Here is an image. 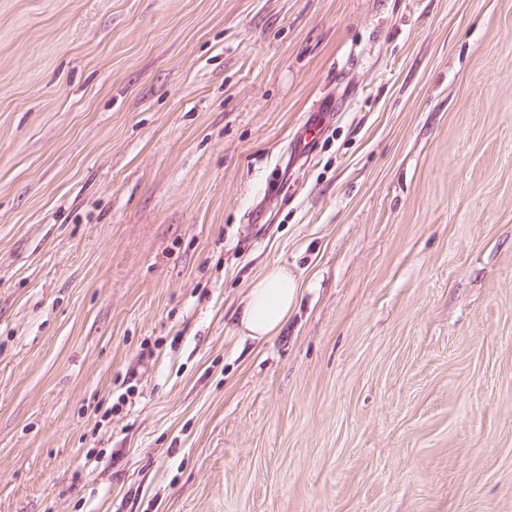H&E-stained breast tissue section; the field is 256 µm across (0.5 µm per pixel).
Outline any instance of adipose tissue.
I'll return each instance as SVG.
<instances>
[{
  "mask_svg": "<svg viewBox=\"0 0 512 512\" xmlns=\"http://www.w3.org/2000/svg\"><path fill=\"white\" fill-rule=\"evenodd\" d=\"M297 282L285 267L272 266L249 291L239 318L245 337L263 341L278 333L298 300Z\"/></svg>",
  "mask_w": 512,
  "mask_h": 512,
  "instance_id": "obj_1",
  "label": "adipose tissue"
}]
</instances>
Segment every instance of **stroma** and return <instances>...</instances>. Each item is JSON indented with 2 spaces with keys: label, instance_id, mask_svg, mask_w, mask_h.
I'll return each mask as SVG.
<instances>
[{
  "label": "stroma",
  "instance_id": "35a3bbf8",
  "mask_svg": "<svg viewBox=\"0 0 512 512\" xmlns=\"http://www.w3.org/2000/svg\"><path fill=\"white\" fill-rule=\"evenodd\" d=\"M0 512H512V0H0ZM342 102L338 98L322 102L318 108L311 112L298 134L294 137L288 151V163L299 161L308 156L311 147L320 139L325 131L330 117L341 112ZM293 275L283 266H271L249 291L239 317L243 336L264 341L275 336L298 300L299 288Z\"/></svg>",
  "mask_w": 512,
  "mask_h": 512
}]
</instances>
